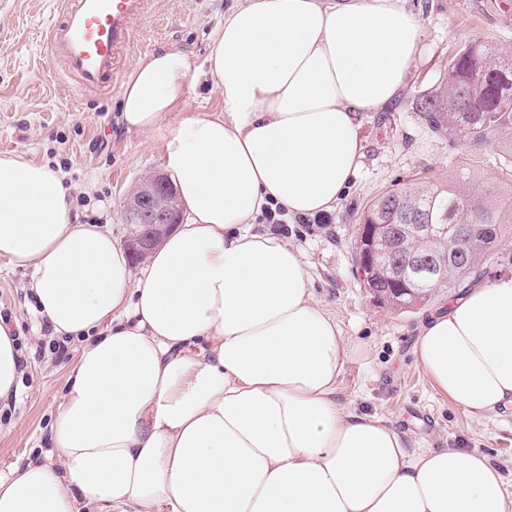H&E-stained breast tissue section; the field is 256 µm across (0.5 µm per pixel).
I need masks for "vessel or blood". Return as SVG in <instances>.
<instances>
[{
	"instance_id": "obj_1",
	"label": "vessel or blood",
	"mask_w": 512,
	"mask_h": 512,
	"mask_svg": "<svg viewBox=\"0 0 512 512\" xmlns=\"http://www.w3.org/2000/svg\"><path fill=\"white\" fill-rule=\"evenodd\" d=\"M147 5L148 0H61L45 42L62 77L82 92L110 91L132 25Z\"/></svg>"
}]
</instances>
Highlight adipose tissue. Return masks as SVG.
I'll return each instance as SVG.
<instances>
[{"mask_svg":"<svg viewBox=\"0 0 512 512\" xmlns=\"http://www.w3.org/2000/svg\"><path fill=\"white\" fill-rule=\"evenodd\" d=\"M418 38L402 0H247L210 45L218 114L189 111L186 52L136 63L120 120L166 129L186 212L137 270L79 223L59 172L0 158V257L32 268L53 335L84 341L52 451L0 476V512H512L489 456L408 453L338 403L365 346L312 301L301 252L249 229L335 208L363 152L356 115L397 96ZM415 355L472 417L512 406V275L428 319Z\"/></svg>","mask_w":512,"mask_h":512,"instance_id":"ef3b65f1","label":"adipose tissue"}]
</instances>
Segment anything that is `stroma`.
Wrapping results in <instances>:
<instances>
[{
  "label": "stroma",
  "instance_id": "stroma-1",
  "mask_svg": "<svg viewBox=\"0 0 512 512\" xmlns=\"http://www.w3.org/2000/svg\"><path fill=\"white\" fill-rule=\"evenodd\" d=\"M238 0H150L132 29L120 70L108 94L80 93L59 79L44 30L58 0H0V158L17 154L48 164L70 187L79 218L111 229L128 241L127 199L142 180L165 171L166 130L130 134L118 122L123 85L140 59L176 47L191 58L188 102L199 113L222 108L202 74L212 36ZM420 22L415 63L394 102L379 112L357 115L363 155L335 211L289 220L278 230L303 255L313 301L328 310L344 336L362 341L367 355L351 360L341 374V406L374 413L391 423L409 450L459 448L495 460L512 494V407L476 419L454 406L433 386L414 349L423 321L447 309L461 288L437 293L428 304L394 311L378 304L355 273L353 242L366 204L395 185L417 187L457 176L468 165L470 180L490 189L502 225L490 256L477 266L485 284L512 274V184L498 167L496 149L477 159L456 138L432 132L416 103L434 92L450 57L478 38L512 48V20L493 0H404ZM30 273L0 259V312L18 331L24 362L15 397L0 404V475L40 460L48 449L50 426L69 368L81 344L68 342L66 356L48 352L52 339L26 284Z\"/></svg>",
  "mask_w": 512,
  "mask_h": 512
}]
</instances>
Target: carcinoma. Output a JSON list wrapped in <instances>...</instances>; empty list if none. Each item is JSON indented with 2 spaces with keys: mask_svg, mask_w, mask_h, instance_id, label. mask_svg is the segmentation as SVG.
I'll list each match as a JSON object with an SVG mask.
<instances>
[{
  "mask_svg": "<svg viewBox=\"0 0 512 512\" xmlns=\"http://www.w3.org/2000/svg\"><path fill=\"white\" fill-rule=\"evenodd\" d=\"M431 128L445 130L467 147L498 141L503 171L512 177V50L496 49L479 39L463 45L448 63L435 92L420 99ZM361 224H390L401 260L427 254L442 272L403 284L390 260L375 257L373 277L362 287L393 309L419 305L455 287L495 244L502 224L491 194L468 186L467 177L436 181L425 188L399 185L371 201ZM415 224H458L464 232L430 242Z\"/></svg>",
  "mask_w": 512,
  "mask_h": 512,
  "instance_id": "cac0c4a2",
  "label": "carcinoma"
}]
</instances>
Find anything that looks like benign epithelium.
<instances>
[{
    "label": "benign epithelium",
    "mask_w": 512,
    "mask_h": 512,
    "mask_svg": "<svg viewBox=\"0 0 512 512\" xmlns=\"http://www.w3.org/2000/svg\"><path fill=\"white\" fill-rule=\"evenodd\" d=\"M127 212L128 223L132 224L131 247L133 253L141 258L182 219L174 190L162 173L146 180L128 199Z\"/></svg>",
    "instance_id": "7a95c632"
}]
</instances>
